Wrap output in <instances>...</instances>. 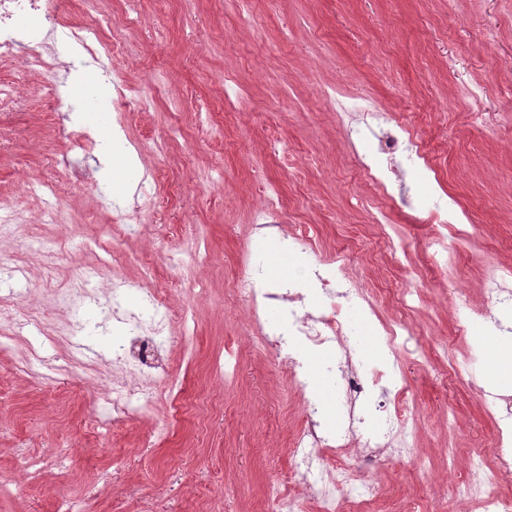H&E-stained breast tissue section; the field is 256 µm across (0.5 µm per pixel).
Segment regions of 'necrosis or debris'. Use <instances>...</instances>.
Returning a JSON list of instances; mask_svg holds the SVG:
<instances>
[{
	"label": "necrosis or debris",
	"instance_id": "necrosis-or-debris-1",
	"mask_svg": "<svg viewBox=\"0 0 512 512\" xmlns=\"http://www.w3.org/2000/svg\"><path fill=\"white\" fill-rule=\"evenodd\" d=\"M72 3L73 0H0V61L50 71L76 72L86 67L88 57L94 54L86 36L79 29L63 30L60 23L61 17L69 14ZM63 34L76 45L65 59L56 50ZM332 104L349 141L373 136L379 153L387 156V167L375 168L367 163L362 166L365 176L380 191L389 192L401 181L398 158H423L424 152L410 131L400 125L389 126L386 113L373 100L348 103L336 97ZM433 206L443 230L432 237L430 245L435 259L444 262L468 232L457 227L456 215L447 202L437 199ZM414 281V275H407L396 295L403 317L380 325L379 332L389 351H396L398 338L406 335L405 315L414 311L420 300L421 292ZM236 287L249 304L261 340L281 363L291 366L297 389L307 387L298 347L332 346L336 349V378L345 395L341 429L333 435L325 434L321 428L327 414L325 406L308 402L307 424L290 446L294 459L291 488L277 491L276 512H302L308 498L317 512H358L361 504L377 497L378 490L370 482L356 485L346 468L335 466L336 457L356 445L370 460L381 456L405 459L410 457L415 443L413 414L400 399H385L389 411L378 432H365L364 419L357 414L358 401L367 399L385 382L397 380L394 366L388 362L367 371L359 370L346 346L348 309H358L370 319L377 315L372 291L359 287L343 264L309 268L302 279L284 280L276 292L260 290L252 276L238 280ZM271 299L281 303L279 322L274 328L267 326L265 320V303ZM18 305L14 295L0 296V352L12 349L20 341L22 324L44 332L49 329L43 310L34 305L29 306L23 321H16L14 311ZM123 322L128 326V337L112 345V419L116 422L150 412L154 392L165 373L157 355L164 344L169 318L163 315L146 319L131 313ZM498 403L505 411L506 421L498 427L494 462H487L480 455L472 456L468 478L450 488L456 501L480 502L482 512H512V500L496 491L503 480L512 478V399L502 396Z\"/></svg>",
	"mask_w": 512,
	"mask_h": 512
}]
</instances>
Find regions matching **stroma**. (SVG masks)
<instances>
[{
    "label": "stroma",
    "instance_id": "stroma-1",
    "mask_svg": "<svg viewBox=\"0 0 512 512\" xmlns=\"http://www.w3.org/2000/svg\"><path fill=\"white\" fill-rule=\"evenodd\" d=\"M96 11L100 25H89L80 6L67 21L86 27L90 43L125 42L110 68L130 97L153 98L148 109L128 108L112 184L97 175L98 154L70 151V125L56 106L97 82V68L75 80L0 65V82L19 91L0 111V197L17 223L0 232V287L48 309L51 323L83 320L77 340L97 366L39 378L16 368V354L0 355V479L9 482L0 512H55L61 494L82 512H271L272 487L294 467L289 443L305 426L306 398L337 409L343 395L329 350L312 353L307 392L295 390L290 370L257 344L234 284L257 268L262 287H272L335 258L344 242L361 246L351 272L360 286L382 290L381 319L401 315L391 290L405 266L418 268L422 294L398 355L416 445L406 465L344 456L356 482L380 489L363 512H404L411 500L421 512H481L452 502L448 485L466 477L469 455L494 454L497 409L485 394L512 396V363L502 358L512 335L458 328L472 309L495 312L481 288L483 261L512 266V0H97ZM335 86L373 98L423 145L428 164L401 163L416 207L363 176L360 158L386 160L370 143L350 145L324 96ZM129 151L133 169L124 165ZM43 182L57 189V218L22 191ZM135 184L146 205L135 220L114 223V201ZM270 184L287 222L262 231L252 215ZM432 197L452 203L475 233L440 266L430 258ZM295 224L319 234L289 250L282 241ZM200 243L210 255L202 267L193 261ZM115 250L150 254L156 312L187 307L195 323L191 336L170 323L162 352L184 398L156 393L148 417L116 429L102 415L112 343L123 335L112 304L142 308L145 284L137 265L85 274ZM81 274L96 302L43 291L47 279ZM117 278L127 288L116 300ZM348 320L358 366L388 357L378 321L355 309ZM229 347L239 372L228 383ZM467 353L477 357L472 379H452L450 359ZM53 448L70 455L38 483L25 480L22 458Z\"/></svg>",
    "mask_w": 512,
    "mask_h": 512
}]
</instances>
